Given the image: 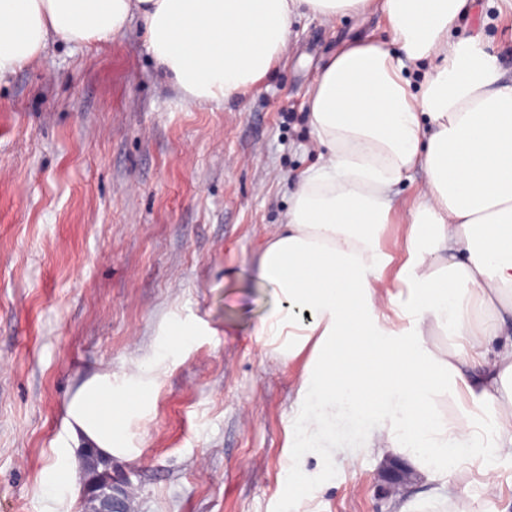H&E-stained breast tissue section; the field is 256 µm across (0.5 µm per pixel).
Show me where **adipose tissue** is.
<instances>
[{
	"label": "adipose tissue",
	"instance_id": "adipose-tissue-1",
	"mask_svg": "<svg viewBox=\"0 0 512 512\" xmlns=\"http://www.w3.org/2000/svg\"><path fill=\"white\" fill-rule=\"evenodd\" d=\"M376 1L392 43L346 44L322 68L307 99L316 163L255 266L276 297L257 336L287 337L289 357L307 358L288 484L302 505L304 461L320 448L351 469L342 411L366 425L367 449L407 457L433 489L479 462L485 512H497L495 465L512 457V78L479 39L454 33L474 0H0V79L50 45L108 43L137 16L187 99L221 104L275 68L300 10L331 21ZM416 170L406 233L386 248L397 187ZM439 331L452 340L444 352ZM139 395L89 380L68 406L73 435L112 455Z\"/></svg>",
	"mask_w": 512,
	"mask_h": 512
}]
</instances>
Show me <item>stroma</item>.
Segmentation results:
<instances>
[{"label":"stroma","instance_id":"35a3bbf8","mask_svg":"<svg viewBox=\"0 0 512 512\" xmlns=\"http://www.w3.org/2000/svg\"><path fill=\"white\" fill-rule=\"evenodd\" d=\"M460 37L499 48L512 16L476 0ZM385 13L305 15L253 90L190 103L132 20L104 47L59 44L0 80V512H92L78 471L49 486L71 446L66 408L108 374L150 371L142 430L114 449L127 512H294L285 446L301 363L256 328L275 299L254 277L294 178L316 162L307 98L347 41H389ZM191 336L177 341L181 329ZM355 460L319 452L307 512H448L421 479L380 497L385 462L337 420Z\"/></svg>","mask_w":512,"mask_h":512}]
</instances>
